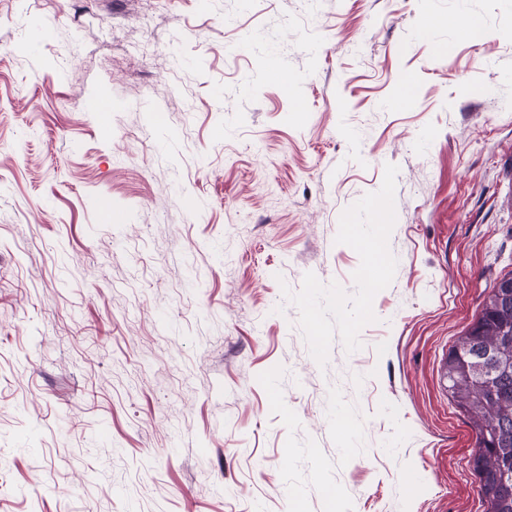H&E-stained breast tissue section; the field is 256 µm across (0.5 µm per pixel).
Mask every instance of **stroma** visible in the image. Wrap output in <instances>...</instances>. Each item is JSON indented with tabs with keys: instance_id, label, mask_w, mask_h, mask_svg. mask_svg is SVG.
I'll return each instance as SVG.
<instances>
[{
	"instance_id": "1",
	"label": "stroma",
	"mask_w": 512,
	"mask_h": 512,
	"mask_svg": "<svg viewBox=\"0 0 512 512\" xmlns=\"http://www.w3.org/2000/svg\"><path fill=\"white\" fill-rule=\"evenodd\" d=\"M510 272L512 0H0V512H486ZM512 282V272L504 275L486 298L476 321L461 336L448 356V392L455 405L467 415L475 432L480 457L478 477L479 495L487 504L489 512H512V373L494 384L495 379L506 373V368L495 353L479 350L473 353L456 352V357L464 365L469 382L477 388H488L494 384L493 391L472 392L459 363L452 361L456 349L464 350L473 342L486 348H496L503 356L512 355V346L505 345L504 336L512 332V305L500 301L503 286ZM509 282L504 288H512ZM489 416L497 420L499 432H494L490 445L481 448L482 437L488 430ZM497 443V444H495ZM510 486H506L504 480Z\"/></svg>"
}]
</instances>
